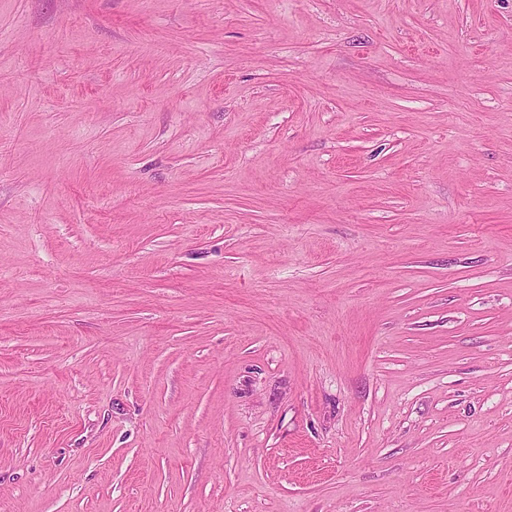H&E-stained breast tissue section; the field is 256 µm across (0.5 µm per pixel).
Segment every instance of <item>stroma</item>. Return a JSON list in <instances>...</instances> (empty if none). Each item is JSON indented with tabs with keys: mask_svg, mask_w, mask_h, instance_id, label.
<instances>
[{
	"mask_svg": "<svg viewBox=\"0 0 512 512\" xmlns=\"http://www.w3.org/2000/svg\"><path fill=\"white\" fill-rule=\"evenodd\" d=\"M0 512H512V0H0Z\"/></svg>",
	"mask_w": 512,
	"mask_h": 512,
	"instance_id": "35a3bbf8",
	"label": "stroma"
}]
</instances>
